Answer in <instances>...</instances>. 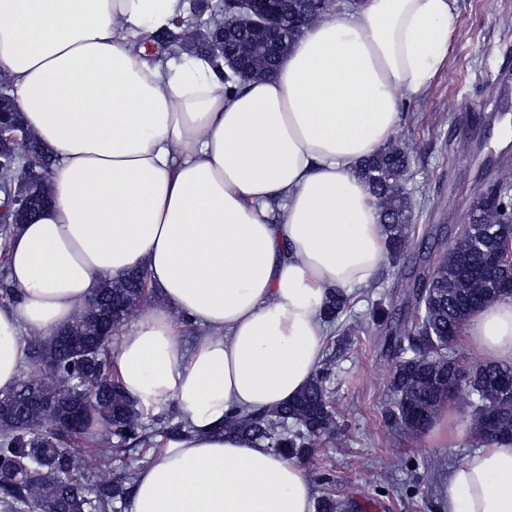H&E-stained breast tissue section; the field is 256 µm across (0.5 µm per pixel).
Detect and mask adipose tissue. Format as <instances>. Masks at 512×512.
Returning <instances> with one entry per match:
<instances>
[{"mask_svg":"<svg viewBox=\"0 0 512 512\" xmlns=\"http://www.w3.org/2000/svg\"><path fill=\"white\" fill-rule=\"evenodd\" d=\"M184 11L0 0V73L56 159L50 204L8 248L19 299L0 307V391L19 378L25 334L50 335L105 278L144 270L158 301L122 335L116 366L126 395L175 403L186 431L139 471L129 512H314L299 463L225 433L224 417L295 397L324 357L325 298L385 261L359 166L446 62L455 0H338L274 77L232 85L223 67L137 44ZM463 334L479 359L512 364V298L472 313ZM472 437L444 404L425 439ZM442 512H512V444L454 466Z\"/></svg>","mask_w":512,"mask_h":512,"instance_id":"obj_1","label":"adipose tissue"}]
</instances>
